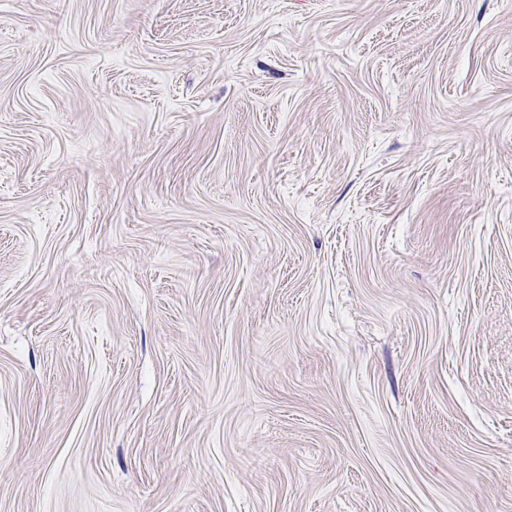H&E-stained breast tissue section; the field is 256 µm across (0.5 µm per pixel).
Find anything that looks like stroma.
<instances>
[{
  "instance_id": "35a3bbf8",
  "label": "stroma",
  "mask_w": 512,
  "mask_h": 512,
  "mask_svg": "<svg viewBox=\"0 0 512 512\" xmlns=\"http://www.w3.org/2000/svg\"><path fill=\"white\" fill-rule=\"evenodd\" d=\"M0 512H512V0H0Z\"/></svg>"
}]
</instances>
